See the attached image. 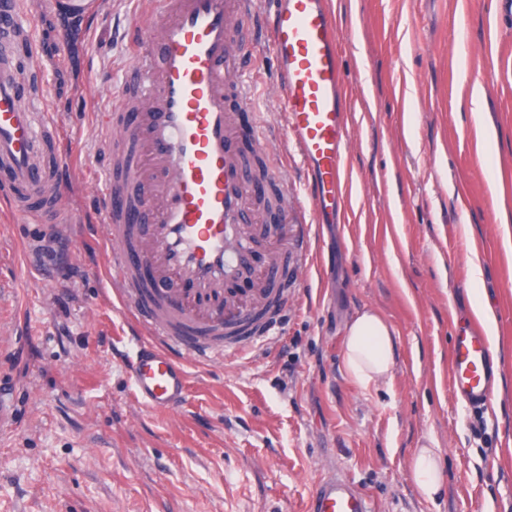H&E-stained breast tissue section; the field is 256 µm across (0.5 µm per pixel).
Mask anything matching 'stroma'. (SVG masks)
<instances>
[{"label":"stroma","instance_id":"35a3bbf8","mask_svg":"<svg viewBox=\"0 0 512 512\" xmlns=\"http://www.w3.org/2000/svg\"><path fill=\"white\" fill-rule=\"evenodd\" d=\"M107 0L74 65L47 70L82 214L109 158L112 105L133 16ZM340 30L350 142L340 223L314 241L266 350L189 363L185 405L145 409L119 361L133 323L114 301L112 250L69 225L63 253L0 202V512H306L317 482L351 479L376 512H512V13L502 0H329ZM483 95L472 111L473 89ZM303 200L287 143L269 146ZM480 264L481 286L472 283ZM481 290L497 334L495 394L475 415L454 397L450 336ZM373 309L391 325V380L342 375L346 325ZM436 449L441 495L419 497L410 458Z\"/></svg>","mask_w":512,"mask_h":512}]
</instances>
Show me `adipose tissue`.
Masks as SVG:
<instances>
[{"mask_svg": "<svg viewBox=\"0 0 512 512\" xmlns=\"http://www.w3.org/2000/svg\"><path fill=\"white\" fill-rule=\"evenodd\" d=\"M396 356L395 332L381 314L366 310L350 321L341 361L343 374L351 384L368 390L388 381ZM410 469L419 495L427 500L435 499L443 483L436 449H417Z\"/></svg>", "mask_w": 512, "mask_h": 512, "instance_id": "obj_1", "label": "adipose tissue"}]
</instances>
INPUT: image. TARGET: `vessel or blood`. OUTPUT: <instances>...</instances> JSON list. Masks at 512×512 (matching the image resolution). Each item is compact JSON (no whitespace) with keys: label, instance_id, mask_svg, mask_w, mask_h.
<instances>
[{"label":"vessel or blood","instance_id":"b4317fda","mask_svg":"<svg viewBox=\"0 0 512 512\" xmlns=\"http://www.w3.org/2000/svg\"><path fill=\"white\" fill-rule=\"evenodd\" d=\"M49 8L82 22L106 23L103 0H51ZM242 30L267 27L277 66L282 131L253 129L257 149L284 136L300 156L312 192L295 205L290 222L312 240L322 224L342 213L349 120L344 99L339 31L328 0H155L153 12L136 18L130 41L155 58L158 76L147 92L154 103L147 141L164 156L173 177L163 183L164 202L152 208L140 174L106 176L97 234L117 246L113 280L119 303L134 311L144 337L120 351L122 371L136 400L168 412L188 395V361L208 364L266 342L273 326L248 341L224 342L252 316L230 301L223 314L206 312L200 299L223 291L224 279L248 256L241 233L246 208L244 162L232 149L229 100L251 108L256 79L232 49L229 19ZM34 30L23 0H0V199L23 222L37 225L36 243L52 238L56 225L71 223L64 198L73 190L69 154L45 162L60 133L47 109ZM127 67L110 111L101 115L102 144L125 113L126 138L138 140L129 100L139 83ZM455 398L480 412L492 403L495 368L486 335L457 327L451 342ZM308 512H375L370 497L351 480L317 483Z\"/></svg>","mask_w":512,"mask_h":512}]
</instances>
